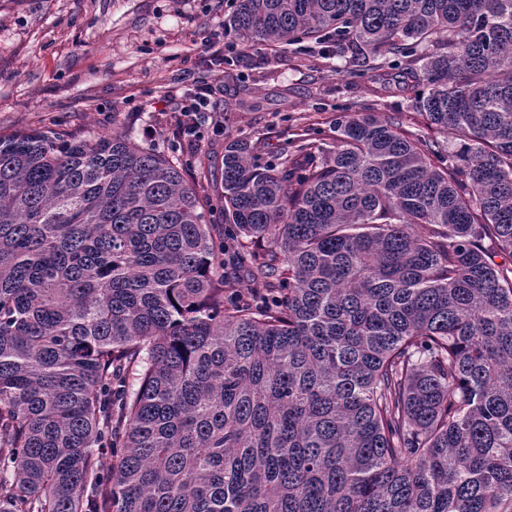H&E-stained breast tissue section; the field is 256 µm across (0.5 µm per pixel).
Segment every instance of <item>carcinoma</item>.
Listing matches in <instances>:
<instances>
[{"label": "carcinoma", "mask_w": 512, "mask_h": 512, "mask_svg": "<svg viewBox=\"0 0 512 512\" xmlns=\"http://www.w3.org/2000/svg\"><path fill=\"white\" fill-rule=\"evenodd\" d=\"M234 2L244 49L397 70L426 130L233 139L220 226L123 131L0 135V512H502L512 0Z\"/></svg>", "instance_id": "1"}]
</instances>
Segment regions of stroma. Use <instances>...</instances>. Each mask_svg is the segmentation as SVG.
Masks as SVG:
<instances>
[{"instance_id":"stroma-1","label":"stroma","mask_w":512,"mask_h":512,"mask_svg":"<svg viewBox=\"0 0 512 512\" xmlns=\"http://www.w3.org/2000/svg\"><path fill=\"white\" fill-rule=\"evenodd\" d=\"M231 0H0V132L65 125L85 134L126 128L181 162L186 178L212 175L221 190L224 145L251 134L264 159L294 133L315 143L334 138L344 109L403 112L409 94L395 80L349 74L318 51L247 50L232 76L208 66L202 42L224 30ZM207 81L216 105L235 101L224 127L203 125L196 151L180 149L172 96Z\"/></svg>"}]
</instances>
